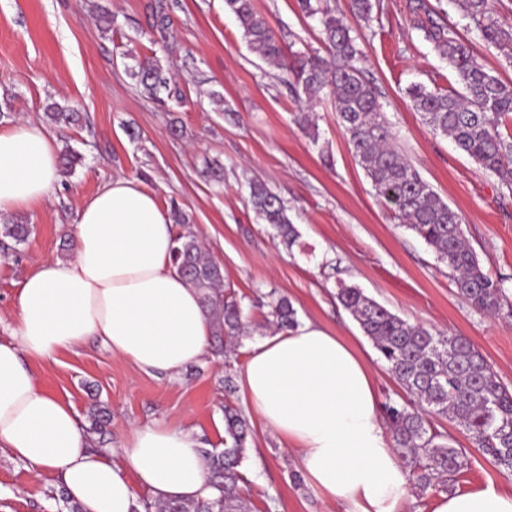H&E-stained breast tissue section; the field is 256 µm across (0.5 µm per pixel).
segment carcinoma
Masks as SVG:
<instances>
[{"instance_id": "obj_1", "label": "carcinoma", "mask_w": 512, "mask_h": 512, "mask_svg": "<svg viewBox=\"0 0 512 512\" xmlns=\"http://www.w3.org/2000/svg\"><path fill=\"white\" fill-rule=\"evenodd\" d=\"M322 0H297L307 18L318 20L328 57L294 51L285 55L253 0H224L243 35L263 60L277 69L280 81L296 98L312 102L322 95L333 98L336 115L347 144L370 179L376 195L391 203L398 219L415 232L454 273L457 294L475 310L497 316L512 302L503 289L483 271L477 254L464 236L462 218L423 179L395 143L393 127L379 103L375 86L365 79L358 63L363 57L357 37L336 13L322 7ZM466 28L481 41L512 60V24L496 16L490 0H456ZM354 15L372 20V0H350ZM413 26L423 33L448 60L461 90H430L421 84L406 88L415 111L433 132L451 138L456 146L486 174L512 187V138L500 127L512 114V83L492 75L473 41L457 25L441 18V6L430 0H414L410 6ZM132 76L153 94L167 88L169 80L155 64H139ZM46 117L59 127L76 124L79 113L57 104ZM253 209L273 235L287 247L299 232L282 199L262 184L249 186ZM173 224L184 227L175 235L171 265L194 288L213 322L212 352L225 359L224 386L233 385L231 358L235 344L251 334L249 314L241 302L224 294V266L207 256L197 236L186 228L178 209L170 214ZM3 235L25 242L26 224H5ZM266 322L280 331L298 325L297 312L285 296L271 291ZM336 299L350 312L364 335L380 354L386 369L411 401L388 399L383 414L390 429L391 447L401 459L407 480L424 490L432 483L454 487L468 469L464 448L451 443L431 426L429 415L450 418L461 426L473 446L504 474L512 475V387L505 384L471 340L460 334L433 331L411 324L364 294L356 285H344ZM86 429L91 443L109 442L111 413L97 403L89 412ZM250 432L248 419L238 408L224 407V448H204L209 497L197 501L143 497L142 512H245L240 493L241 471Z\"/></svg>"}]
</instances>
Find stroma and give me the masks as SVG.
I'll return each instance as SVG.
<instances>
[{
    "mask_svg": "<svg viewBox=\"0 0 512 512\" xmlns=\"http://www.w3.org/2000/svg\"><path fill=\"white\" fill-rule=\"evenodd\" d=\"M154 0H0V130L29 122L80 157L47 198L1 216L25 223L26 243L0 246V337L13 322L20 282L45 257L64 258L81 204L112 177L124 175L155 191L164 208L179 206L211 256L224 266V289L241 298L253 322L254 300L270 289L287 296L299 322L343 337L368 363L379 401L404 398L371 341L336 299L341 285L364 292L409 323L467 336L512 384V316L489 317L457 295L450 270L395 218L353 157L331 99L315 101L319 133L292 123L298 108L279 79L247 44L220 0H168L170 26H151ZM374 20L351 14L349 0H329L337 16L363 36L365 75L379 91L402 153L463 220L484 273L512 298V191L482 172L451 139L434 133L404 90L411 84L458 88L447 61L413 29L411 0H373ZM284 52L325 54L317 20L296 0H254ZM158 64L169 92L150 96L130 70ZM55 103L81 112L78 125H48ZM138 140H130L128 128ZM223 167V185L209 171ZM265 184L286 204L299 238L285 248L248 201L249 185ZM40 386L85 416L93 400L112 411V445L130 429L160 421L192 431L202 447L223 448L225 405L242 406L225 390L223 360L204 355L169 376L146 373L91 341L54 358L31 361ZM242 471L248 512H354L328 503L297 479L296 456L257 417ZM458 493L494 486L512 493L503 474L471 450ZM58 477L34 474L0 448V512H54Z\"/></svg>",
    "mask_w": 512,
    "mask_h": 512,
    "instance_id": "35a3bbf8",
    "label": "stroma"
}]
</instances>
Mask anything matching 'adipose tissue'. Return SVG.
<instances>
[{
	"instance_id": "ef3b65f1",
	"label": "adipose tissue",
	"mask_w": 512,
	"mask_h": 512,
	"mask_svg": "<svg viewBox=\"0 0 512 512\" xmlns=\"http://www.w3.org/2000/svg\"><path fill=\"white\" fill-rule=\"evenodd\" d=\"M58 179L55 137L33 125L0 131V215L41 202ZM174 238L156 195L116 177L80 207L72 258H44L18 284L14 327L0 339V447L29 470L55 472L83 512H133L138 486L162 500L209 493L192 433L154 422L133 428L123 448L90 447L73 405L28 366L91 338L146 372L173 376L201 357L213 325L171 265ZM239 391L325 501L398 512L406 473L372 372L342 337L305 322L263 338ZM432 512H512V494L489 486L444 495Z\"/></svg>"
}]
</instances>
